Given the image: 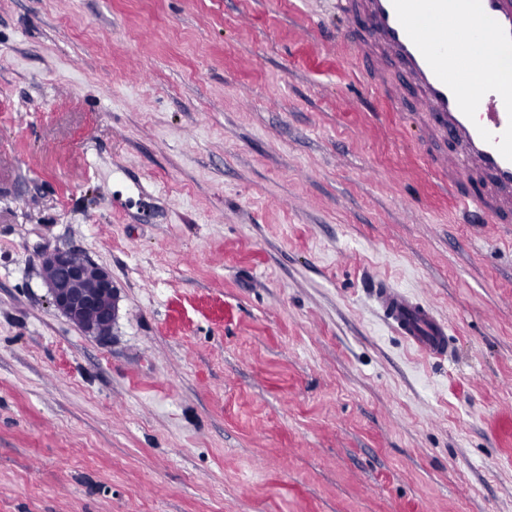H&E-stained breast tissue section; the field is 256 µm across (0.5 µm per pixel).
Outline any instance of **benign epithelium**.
Listing matches in <instances>:
<instances>
[{"label": "benign epithelium", "instance_id": "1", "mask_svg": "<svg viewBox=\"0 0 512 512\" xmlns=\"http://www.w3.org/2000/svg\"><path fill=\"white\" fill-rule=\"evenodd\" d=\"M40 275L52 305L85 334L106 342L119 311L111 274L77 248L45 249Z\"/></svg>", "mask_w": 512, "mask_h": 512}]
</instances>
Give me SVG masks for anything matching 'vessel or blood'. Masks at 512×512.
Masks as SVG:
<instances>
[{
    "label": "vessel or blood",
    "mask_w": 512,
    "mask_h": 512,
    "mask_svg": "<svg viewBox=\"0 0 512 512\" xmlns=\"http://www.w3.org/2000/svg\"><path fill=\"white\" fill-rule=\"evenodd\" d=\"M363 31L351 46L381 86L390 67L413 81L414 103L459 144L439 168H478L489 188L459 204L490 224L512 222V0H336ZM383 321L420 353L448 355V325L434 309L386 282L370 293Z\"/></svg>",
    "instance_id": "b4317fda"
}]
</instances>
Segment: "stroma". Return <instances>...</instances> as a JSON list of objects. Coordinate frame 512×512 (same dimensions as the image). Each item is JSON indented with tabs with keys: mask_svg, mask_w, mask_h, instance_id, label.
I'll return each mask as SVG.
<instances>
[{
	"mask_svg": "<svg viewBox=\"0 0 512 512\" xmlns=\"http://www.w3.org/2000/svg\"><path fill=\"white\" fill-rule=\"evenodd\" d=\"M353 27L0 0V512H512V224L468 223ZM48 244L111 273L109 342L51 305ZM379 278L449 360L382 322ZM383 321L424 355L448 357V325L434 309L407 292L378 281L370 293Z\"/></svg>",
	"mask_w": 512,
	"mask_h": 512,
	"instance_id": "35a3bbf8",
	"label": "stroma"
}]
</instances>
